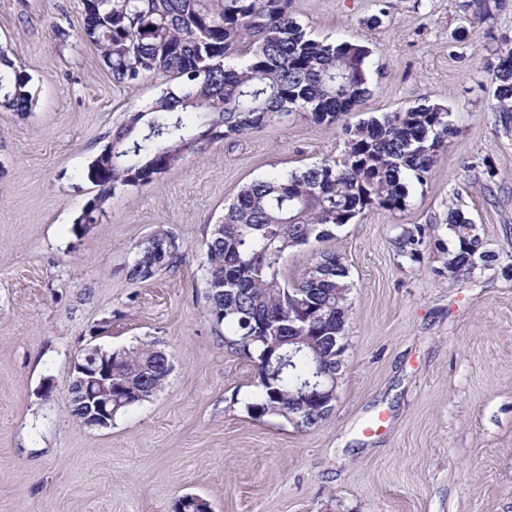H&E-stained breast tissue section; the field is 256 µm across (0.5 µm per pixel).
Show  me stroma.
I'll return each mask as SVG.
<instances>
[{
	"mask_svg": "<svg viewBox=\"0 0 512 512\" xmlns=\"http://www.w3.org/2000/svg\"><path fill=\"white\" fill-rule=\"evenodd\" d=\"M464 2H293L312 36L374 51L371 95L346 122L428 96L458 130L404 211H366L330 241L352 284L349 348L333 413L301 429L248 414L255 370L206 313L204 244L245 184L340 155L337 129L279 115L115 189L78 227L98 192L88 164L170 81L113 85L77 36L81 0H0V46L32 93L28 114L0 112V512H174L187 495L213 512H512V280L495 268L460 285L446 254L414 264L392 245L417 225L447 238L458 199L512 263V128L490 110L512 0H490L481 22ZM160 226L178 256L128 280L135 245ZM90 344H148L171 363L164 388L108 429L69 414Z\"/></svg>",
	"mask_w": 512,
	"mask_h": 512,
	"instance_id": "obj_1",
	"label": "stroma"
}]
</instances>
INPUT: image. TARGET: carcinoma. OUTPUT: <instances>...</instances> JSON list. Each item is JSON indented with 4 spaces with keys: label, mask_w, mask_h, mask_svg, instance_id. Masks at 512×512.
I'll list each match as a JSON object with an SVG mask.
<instances>
[{
    "label": "carcinoma",
    "mask_w": 512,
    "mask_h": 512,
    "mask_svg": "<svg viewBox=\"0 0 512 512\" xmlns=\"http://www.w3.org/2000/svg\"><path fill=\"white\" fill-rule=\"evenodd\" d=\"M81 41L93 45L120 86L156 75L178 82L145 109L112 130L106 147L88 166L99 187L89 206L100 208L119 186L149 182L175 168L181 154L211 135L222 142L272 122L284 112H307L318 125L339 126L341 155L304 169L273 174L244 185L224 207L205 242L207 315L224 326V348L246 359L257 374L247 404L254 417L277 416L310 428L325 420L301 400L303 384L330 367L336 326L347 325L348 270L342 256L324 249L303 276L288 282V252L336 230L374 208L407 207L408 181L423 183L438 154L455 134L451 112L428 98L356 124L341 118L370 95L372 50L357 41L311 37L296 20L292 0H81ZM251 57L230 65L244 41ZM30 78L10 50L0 47V110L30 111ZM491 111L512 125V48L493 69ZM448 238L434 247L448 253V278L460 281L491 269L497 255L485 249L477 226L460 205L448 208ZM396 253L424 259V230L404 229ZM175 237L158 228L135 246L129 277L168 267ZM113 380L137 395L122 412L150 400L165 385L168 357L151 347L112 355Z\"/></svg>",
    "instance_id": "carcinoma-1"
}]
</instances>
